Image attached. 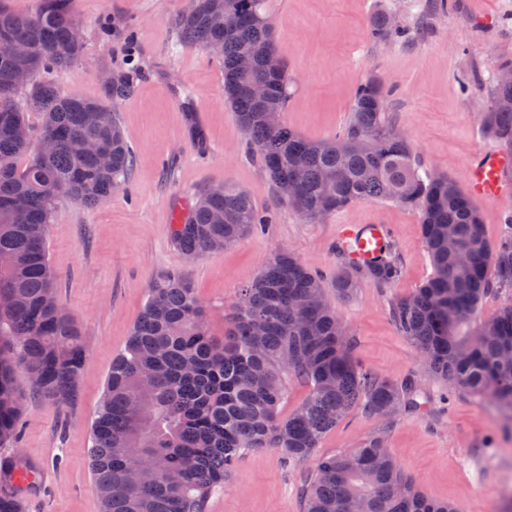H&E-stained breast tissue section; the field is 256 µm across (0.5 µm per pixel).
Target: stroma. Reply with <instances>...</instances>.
Segmentation results:
<instances>
[{"label":"stroma","instance_id":"35a3bbf8","mask_svg":"<svg viewBox=\"0 0 512 512\" xmlns=\"http://www.w3.org/2000/svg\"><path fill=\"white\" fill-rule=\"evenodd\" d=\"M278 57L292 80L284 122L311 140L342 132L359 85L381 79L387 107L427 168L466 185L472 157L496 149L483 129L500 64L512 60V0H447L426 12V0H265ZM186 0H71L84 53L52 73L66 96L102 97L106 71L134 74L132 96L110 106L135 156L125 184L86 208L67 197L54 205L47 246L58 299L77 321L86 358L75 401L68 406L24 390L18 454L33 469L17 483L25 512H100L89 464L90 424L112 365L140 316L154 280L187 269L206 309L212 335L242 288L268 256L291 250L321 275L328 302L356 354L396 382L413 380L416 408L393 417L353 409L314 451L324 457L384 434L398 466L431 498L461 512H512V422L487 403L431 374L419 349L402 336L393 308L432 272L416 209L384 199L353 203L308 223L282 203L274 183L224 105L220 63L198 46L178 43L172 20ZM396 16L404 33L373 42L370 16ZM111 17L104 41L98 23ZM199 129L205 149L191 135ZM245 190L274 221L224 252L186 263L171 229L176 209L207 186ZM341 224H383L403 258L401 279L388 288L363 279L352 296L334 283L345 267L334 246ZM302 467L278 449L245 452L206 512H302Z\"/></svg>","mask_w":512,"mask_h":512}]
</instances>
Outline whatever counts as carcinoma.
Wrapping results in <instances>:
<instances>
[{"label":"carcinoma","mask_w":512,"mask_h":512,"mask_svg":"<svg viewBox=\"0 0 512 512\" xmlns=\"http://www.w3.org/2000/svg\"><path fill=\"white\" fill-rule=\"evenodd\" d=\"M233 15L224 26V15ZM174 28L181 42L208 49L224 67V103L247 133L250 148L274 184L293 181L289 204L310 223L348 205L387 199L421 212L420 231L433 274L393 310L399 331L423 353L427 370L485 400L512 421V302L466 335L483 298L512 290V218L496 243L483 231L478 206L445 175L432 177L385 112L386 91L371 77L358 89L347 127L310 140L285 124L289 79L263 0H196ZM70 0H40L36 12L0 9V44L26 50L31 84H16L19 60L0 50V448L18 440L22 373L38 395L61 405L76 395L85 347L76 321L60 304L46 250L55 201L66 196L91 207L130 176L135 158L104 100L134 92L123 72L103 86L104 99L64 96L48 78L83 53L73 39ZM374 41L401 33L385 12L369 22ZM253 67L238 68L241 54ZM266 87L257 99L251 88ZM24 95L38 113V133L17 104ZM483 125L512 150V83L496 82ZM53 141L43 156L35 142ZM101 142L112 164L102 168L79 151ZM26 164H20L23 156ZM268 223L249 194L228 186L203 190L172 238L184 254L220 253ZM336 277L350 296L357 276L380 288L395 284L402 257L388 241L372 263ZM309 393L292 413L279 412L288 380ZM412 383L397 384L361 365L355 344L325 297L322 278L289 251L273 254L228 315L221 337L205 326V310L184 270L161 274L124 347L112 360L91 424L90 465L102 512H206V502L248 449L277 448L290 463L307 461L322 437L356 407L392 416L414 406ZM303 512H459L430 499L394 462L381 434L319 459L303 474Z\"/></svg>","instance_id":"1"}]
</instances>
